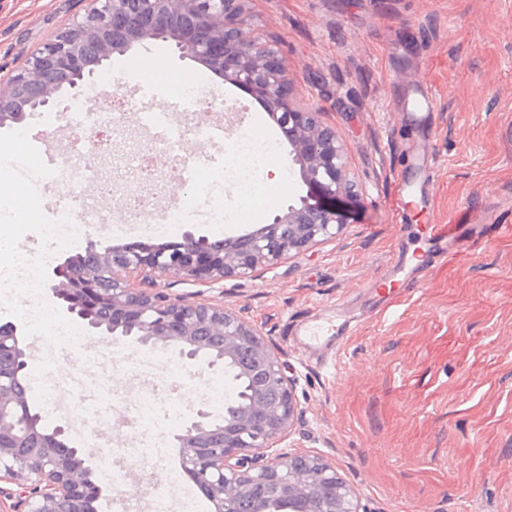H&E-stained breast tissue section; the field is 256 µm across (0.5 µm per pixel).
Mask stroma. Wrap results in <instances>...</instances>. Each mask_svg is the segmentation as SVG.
<instances>
[{"mask_svg":"<svg viewBox=\"0 0 512 512\" xmlns=\"http://www.w3.org/2000/svg\"><path fill=\"white\" fill-rule=\"evenodd\" d=\"M86 0H0V75L51 35L80 20ZM256 32L274 40L300 95L327 77L334 92L321 101L322 121L335 128L362 200L334 238L249 279L205 288L214 305H234L261 322L296 376L303 414L291 432L293 450L320 454L360 495L368 512H512V0H249ZM156 60L216 100L243 113L261 107L246 92L181 56L171 42L136 44L122 54ZM436 103L414 107L422 90ZM68 92L25 127L36 148L52 134L73 140ZM275 166L290 171V188L274 207L246 224L200 216L151 243L185 234L210 239L251 232L278 209L306 196L289 145ZM427 183L437 224L453 225L454 252L433 257L423 220L401 217L404 183ZM107 218L87 231L100 244L129 242L108 233L124 224L119 197L84 190ZM414 258V280L392 299L370 284L396 261ZM319 314L338 315L341 340L315 356L302 354L294 329ZM90 354L123 351L103 389L80 397L78 354L47 358L43 337L29 336L27 380L49 382L50 400L29 393L47 428L68 427L73 443L91 439L96 463L123 457L121 488L139 487L142 512L165 499L172 512H211L182 473L174 438L204 399L202 390L233 395L223 372L185 366L170 376L175 349L83 335ZM154 398L151 429L134 425ZM159 448L162 463L128 460L138 441Z\"/></svg>","mask_w":512,"mask_h":512,"instance_id":"35a3bbf8","label":"stroma"}]
</instances>
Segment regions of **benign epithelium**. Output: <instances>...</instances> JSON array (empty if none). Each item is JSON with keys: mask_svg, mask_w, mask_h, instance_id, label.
Wrapping results in <instances>:
<instances>
[{"mask_svg": "<svg viewBox=\"0 0 512 512\" xmlns=\"http://www.w3.org/2000/svg\"><path fill=\"white\" fill-rule=\"evenodd\" d=\"M247 0H88L82 18L28 52L0 77V127L50 105L62 85L80 96L94 70L136 43L171 41L182 57L221 73L264 103L291 147L309 194L270 224L237 237L130 242L66 258L47 276L66 317L141 347L174 346L181 357L249 382L251 395L217 419L196 411L175 436L181 468L213 512H366L336 465L282 446L302 415L297 380L265 326L201 293L173 296L161 281L214 285L249 278L336 236L347 223L341 199L360 200L336 131L314 97L294 92L288 63L252 28ZM13 322L0 324V497L7 512H97L103 489L94 458L47 431L30 410L25 385L30 345Z\"/></svg>", "mask_w": 512, "mask_h": 512, "instance_id": "1", "label": "benign epithelium"}]
</instances>
